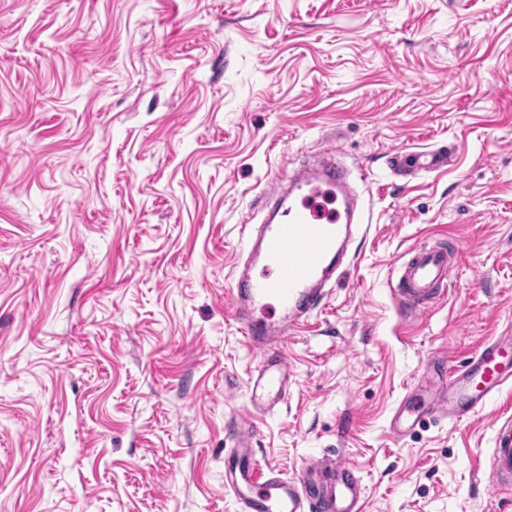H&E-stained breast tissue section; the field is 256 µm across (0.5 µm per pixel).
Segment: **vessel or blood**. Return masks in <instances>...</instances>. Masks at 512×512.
<instances>
[{
  "label": "vessel or blood",
  "instance_id": "b4317fda",
  "mask_svg": "<svg viewBox=\"0 0 512 512\" xmlns=\"http://www.w3.org/2000/svg\"><path fill=\"white\" fill-rule=\"evenodd\" d=\"M405 162L417 171L446 169L448 158L413 150ZM288 205L281 221L247 225L246 252L231 287V315L259 362L250 381L251 402L265 413L287 401L292 373L283 344L290 333L308 326L327 298L326 285L348 260V244L362 230L350 174L333 155L307 162L288 180ZM453 256L446 243H421L398 260L394 290L401 309L419 313L440 297ZM261 274H254V267ZM512 386V336H494L429 400L401 405L390 422L394 436L424 418L458 422L486 407ZM255 423L231 420V446L224 459V487L241 512H363L365 488L355 469L341 461L311 459L295 476L264 468L253 441ZM493 485L512 486V416L497 417L488 459Z\"/></svg>",
  "mask_w": 512,
  "mask_h": 512
}]
</instances>
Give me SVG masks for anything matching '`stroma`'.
Instances as JSON below:
<instances>
[{"instance_id":"stroma-1","label":"stroma","mask_w":512,"mask_h":512,"mask_svg":"<svg viewBox=\"0 0 512 512\" xmlns=\"http://www.w3.org/2000/svg\"><path fill=\"white\" fill-rule=\"evenodd\" d=\"M447 147V171L390 157ZM333 151L366 237L255 417L284 475L327 455L364 512H500L495 417L389 431L428 358L512 333V0H0V512H239L227 421L258 358L228 317L247 213ZM458 241L417 315L397 260Z\"/></svg>"}]
</instances>
